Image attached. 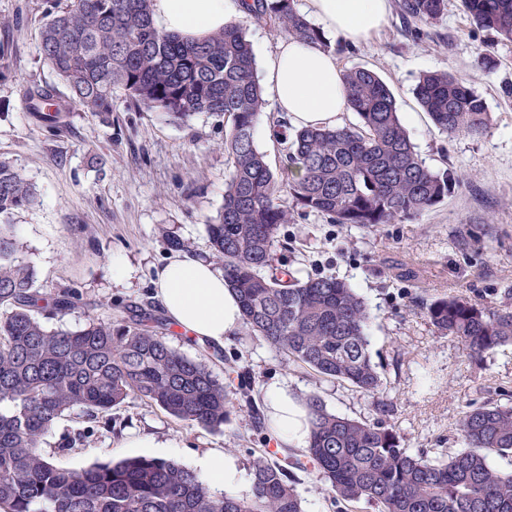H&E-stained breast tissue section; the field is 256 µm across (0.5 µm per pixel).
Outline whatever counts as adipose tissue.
<instances>
[{
  "label": "adipose tissue",
  "mask_w": 512,
  "mask_h": 512,
  "mask_svg": "<svg viewBox=\"0 0 512 512\" xmlns=\"http://www.w3.org/2000/svg\"><path fill=\"white\" fill-rule=\"evenodd\" d=\"M323 27L349 42L378 30L386 21L389 0H307ZM155 25L188 38L219 31L225 22L245 16L242 0H153ZM264 81L282 120L295 129L341 125L347 111L341 69L334 52L291 38L281 40L264 63ZM154 298L172 325L201 342L223 344L242 325L241 309L226 286L224 272L211 262L184 253L158 268ZM271 422L269 433L281 447L304 448L309 429L303 411L283 383L261 388ZM213 491L239 493L235 457L219 449L205 451L195 462Z\"/></svg>",
  "instance_id": "ef3b65f1"
}]
</instances>
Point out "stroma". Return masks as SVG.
<instances>
[{"instance_id":"obj_1","label":"stroma","mask_w":512,"mask_h":512,"mask_svg":"<svg viewBox=\"0 0 512 512\" xmlns=\"http://www.w3.org/2000/svg\"><path fill=\"white\" fill-rule=\"evenodd\" d=\"M66 4L0 0V42L12 48L0 67V153L40 187L37 203L12 219L19 255L33 266L41 296L77 291V310L46 321L72 329L87 311L109 322L127 306L155 307V273L171 253L168 238L210 259L206 221L224 202L230 168L223 147L226 123L208 113L176 123L120 97L107 118L80 107L56 126L32 118L26 85H48L59 97L68 95L43 63L38 36L43 12ZM435 31L436 39L412 40L393 10L379 31L337 61L344 69L372 68L389 85L427 165L448 167L458 176L448 198L414 220L371 229L296 210L280 225L273 249L274 273L338 277L366 299L373 315L370 351L387 382L383 398L389 412L347 385L318 380L288 364L261 337L237 332L218 360L174 326L163 331L169 344L205 361L216 377L232 366L255 390L271 380L286 381L296 400L318 393L330 411L395 427L405 447L432 456L462 448L455 425L469 405L512 406V345L473 361L460 342L434 333L423 309L425 300L448 292L491 305L512 302V41L473 23L460 0H448ZM484 52L493 66L479 65ZM440 70L453 72L485 99L491 112L487 134L446 135L431 124L413 88L421 73ZM277 120L274 103H267L255 131V145L275 172L286 163ZM116 261L128 270L120 282L112 279ZM229 394L233 409L217 430L177 420L133 397L113 410L111 427L97 428L87 443L65 448L85 425L76 409L54 424L42 447L59 465L81 469L135 456L128 439L148 433L158 445L144 449V456L165 454L189 467L196 455L221 448L236 456L247 483L254 458L269 443L252 430L237 386Z\"/></svg>"}]
</instances>
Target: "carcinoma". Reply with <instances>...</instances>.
<instances>
[{
  "mask_svg": "<svg viewBox=\"0 0 512 512\" xmlns=\"http://www.w3.org/2000/svg\"><path fill=\"white\" fill-rule=\"evenodd\" d=\"M249 14L278 33L330 48L296 0H245ZM152 0H69L40 19V55L66 86H28V111L58 123L75 106L109 113L121 94L134 104L185 122L207 112L229 123L224 152L230 176L224 204L207 224L213 257L224 265L243 325L284 359L375 397L386 384L369 353L370 310L356 289L335 277L283 280L266 273L280 225L293 207L335 224L371 228L410 220L443 202L453 177L418 154L401 123L393 92L364 66L342 73L347 107L357 122L311 127L286 138L287 166L276 175L254 141L263 112L252 45L240 24L201 40L157 28ZM476 25L512 41V0H463ZM418 39L448 10V0H398ZM415 97L448 135L481 136L491 126L482 96L450 71L423 74ZM39 197L35 182L0 156V512H304L297 473L315 475L349 507L375 512H512V406L485 403L459 417L464 447L443 459L404 448L400 433L329 411L320 395L305 399L308 445L276 461L252 465L250 493H217L196 472L166 459L136 457L83 469L59 466L41 442L75 408L112 427V409L136 396L170 416L203 428L228 422L224 382L206 364L171 347L150 310L130 309L115 322L87 315L75 330L52 329L77 296L62 289L49 300L34 288V269L19 257L11 218ZM441 336L472 356L512 344V305L460 294L425 303Z\"/></svg>",
  "mask_w": 512,
  "mask_h": 512,
  "instance_id": "1",
  "label": "carcinoma"
}]
</instances>
